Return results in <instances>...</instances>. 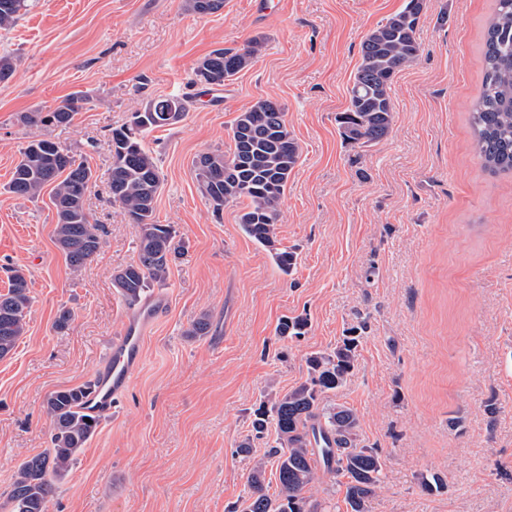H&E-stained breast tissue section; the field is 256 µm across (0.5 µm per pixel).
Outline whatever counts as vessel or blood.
Returning a JSON list of instances; mask_svg holds the SVG:
<instances>
[{
    "label": "vessel or blood",
    "instance_id": "1",
    "mask_svg": "<svg viewBox=\"0 0 512 512\" xmlns=\"http://www.w3.org/2000/svg\"><path fill=\"white\" fill-rule=\"evenodd\" d=\"M155 312V307H142L126 322L120 337L112 344L108 359L100 367L99 383L85 403L87 411L101 416L111 414L116 398L128 388L132 370L143 360L145 335Z\"/></svg>",
    "mask_w": 512,
    "mask_h": 512
}]
</instances>
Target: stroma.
Listing matches in <instances>:
<instances>
[{"label": "stroma", "mask_w": 512, "mask_h": 512, "mask_svg": "<svg viewBox=\"0 0 512 512\" xmlns=\"http://www.w3.org/2000/svg\"><path fill=\"white\" fill-rule=\"evenodd\" d=\"M224 0L214 14L185 0H31L0 56V293L10 268L25 271L31 303L14 350L0 358V512L26 458L49 446L48 396L95 378L132 311L113 285L137 258L138 225L108 201L112 127L147 99L188 93L194 64L217 48L264 46L224 85V101L195 97L178 124L147 134L163 184L158 223L182 247L164 305L145 340L119 408L102 420L49 512H228L249 495L247 474L266 460L275 431L251 437L268 394L307 378L305 358L331 351L363 327L353 375L338 402L358 413L365 444L385 467L370 512H512V174L485 171L470 115L482 79V43L495 0H426L421 51L393 83L394 122L379 142L346 143V109L360 44L404 0ZM93 107L61 128L20 116L71 94ZM278 102L300 157L278 207L291 273L239 224L240 204L214 213L192 168L197 155L228 150L239 112ZM86 154L97 172L86 206L100 248L72 271L58 248L49 192L6 191L20 150L34 135ZM73 319L57 329L60 309ZM209 335H184L200 314ZM308 321L281 338L280 322ZM495 403L488 414L485 406ZM448 487L429 494L423 476Z\"/></svg>", "instance_id": "35a3bbf8"}]
</instances>
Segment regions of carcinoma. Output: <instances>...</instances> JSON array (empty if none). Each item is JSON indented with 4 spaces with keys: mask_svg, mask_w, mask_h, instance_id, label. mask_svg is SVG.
Returning a JSON list of instances; mask_svg holds the SVG:
<instances>
[{
    "mask_svg": "<svg viewBox=\"0 0 512 512\" xmlns=\"http://www.w3.org/2000/svg\"><path fill=\"white\" fill-rule=\"evenodd\" d=\"M29 0H0V29L15 24L27 11ZM197 14L215 13L224 0H186ZM426 0H404L400 11L368 32L362 40L361 62L349 92L347 108L336 116L342 138L350 144L375 143L389 132L393 119L392 85L395 74L413 62L420 45L416 28ZM263 46L253 39L243 50L218 48L196 62L188 85L208 89L222 87L247 68ZM481 91L471 115L475 148L484 168L491 173H512V0H496L494 16L484 35ZM192 103L188 94L151 98L112 128V163L108 187L123 216L140 227L137 260L118 271L114 286L131 306L155 287L166 284L170 262L178 249L177 231L160 224L155 201L161 189L158 159L144 145L146 134L181 121ZM88 104L74 95L47 111L20 116L30 127L69 126ZM232 147L199 154L192 166L198 189L218 213L239 200L247 204L239 224L252 240L265 248L285 273L295 264V253L280 246L278 209L288 179L298 163L299 146L288 128L283 108L262 99L240 112L230 128ZM8 192L35 199L51 188L56 211L55 240L68 265L80 270L97 253L99 225L91 222L86 196L97 180L87 157L50 139L35 136L20 152ZM28 281L13 271L8 292L0 295V358L7 356L25 331L29 307ZM210 332L202 314L185 335L199 338ZM360 337L355 332L329 352L306 358L308 376L291 390L276 394L254 412V437L264 436L268 425L276 431L271 457L278 482L274 491L265 484L266 462L249 470L251 494L244 507L232 512H321V504L306 493L317 481V467L347 477L344 500L350 512H369L382 482L385 461L378 450L363 444L360 417L343 403H324V398L343 388L358 360ZM97 380L55 391L46 401L52 430L50 448L24 460L9 492L11 512H48L56 483L68 476L78 455L100 426V420L84 412L85 401Z\"/></svg>",
    "mask_w": 512,
    "mask_h": 512,
    "instance_id": "cac0c4a2",
    "label": "carcinoma"
}]
</instances>
